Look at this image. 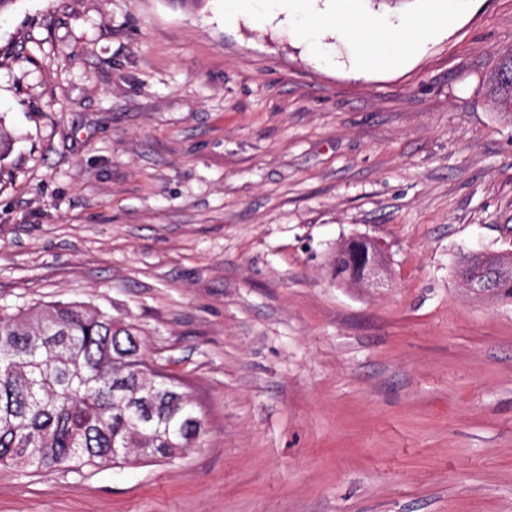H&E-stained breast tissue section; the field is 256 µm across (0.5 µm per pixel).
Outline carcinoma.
<instances>
[{"mask_svg": "<svg viewBox=\"0 0 512 512\" xmlns=\"http://www.w3.org/2000/svg\"><path fill=\"white\" fill-rule=\"evenodd\" d=\"M489 91L512 112V48ZM371 249L363 239L336 249V277L355 284L349 259ZM480 267L488 270L483 296L512 300V255L464 260ZM202 422L185 387L144 357L137 324L63 301L0 315V465L79 470L167 459L204 436Z\"/></svg>", "mask_w": 512, "mask_h": 512, "instance_id": "carcinoma-1", "label": "carcinoma"}]
</instances>
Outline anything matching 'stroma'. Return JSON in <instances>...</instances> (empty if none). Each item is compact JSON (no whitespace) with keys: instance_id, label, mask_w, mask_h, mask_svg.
<instances>
[{"instance_id":"stroma-1","label":"stroma","mask_w":512,"mask_h":512,"mask_svg":"<svg viewBox=\"0 0 512 512\" xmlns=\"http://www.w3.org/2000/svg\"><path fill=\"white\" fill-rule=\"evenodd\" d=\"M224 0H15L0 13V313L80 301L143 330L207 425L136 466L0 467V512H512V118L487 77L512 0H463L400 61L322 64ZM445 0H311L426 17ZM382 246L385 288L337 284ZM371 249V243L363 239L351 240L342 247H337L336 258L334 259L336 279L340 278L342 283L355 285L357 270L350 264L349 259L352 255H357L360 252L368 254ZM485 267L488 270V279L484 288H481L483 295L477 294L470 280L474 275L468 273V278L463 276L468 288L478 296L497 300H512V255L492 254L485 256H471L464 260V269H475Z\"/></svg>"}]
</instances>
